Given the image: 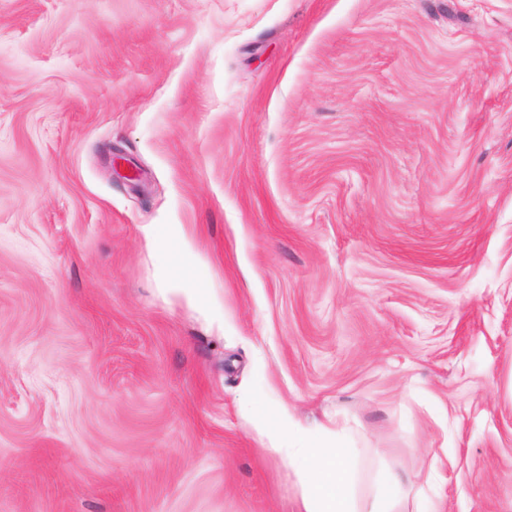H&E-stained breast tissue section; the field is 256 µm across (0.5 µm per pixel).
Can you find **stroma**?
<instances>
[{"instance_id":"35a3bbf8","label":"stroma","mask_w":512,"mask_h":512,"mask_svg":"<svg viewBox=\"0 0 512 512\" xmlns=\"http://www.w3.org/2000/svg\"><path fill=\"white\" fill-rule=\"evenodd\" d=\"M285 408L512 512V0H0V512H296ZM151 237L154 244L168 251H182L189 245L183 224L155 225L151 229ZM209 274L210 271L206 267L198 268L189 273L181 271L170 273L167 270L168 282L171 286L176 289L183 290L189 301L193 303L201 302L198 286L203 279L209 276Z\"/></svg>"}]
</instances>
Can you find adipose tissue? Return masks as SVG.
I'll return each mask as SVG.
<instances>
[{"instance_id":"1","label":"adipose tissue","mask_w":512,"mask_h":512,"mask_svg":"<svg viewBox=\"0 0 512 512\" xmlns=\"http://www.w3.org/2000/svg\"><path fill=\"white\" fill-rule=\"evenodd\" d=\"M288 463L299 485L297 512H407L410 485L387 474L376 493L357 505L345 487L352 471V450L343 434L319 442L307 436L289 447Z\"/></svg>"}]
</instances>
